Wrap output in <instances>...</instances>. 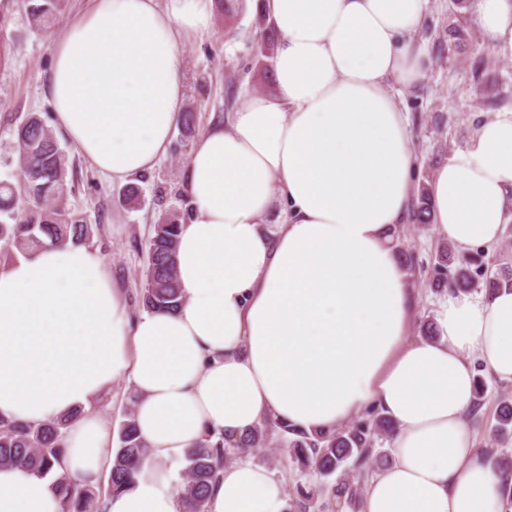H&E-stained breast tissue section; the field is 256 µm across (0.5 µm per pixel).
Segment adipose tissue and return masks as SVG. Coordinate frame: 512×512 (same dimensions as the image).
Wrapping results in <instances>:
<instances>
[{"instance_id":"1","label":"adipose tissue","mask_w":512,"mask_h":512,"mask_svg":"<svg viewBox=\"0 0 512 512\" xmlns=\"http://www.w3.org/2000/svg\"><path fill=\"white\" fill-rule=\"evenodd\" d=\"M428 2L263 0L275 92L249 96L193 145L177 311L131 315L90 245L0 268V414L70 419L52 474L0 466V512H63L58 474L96 484L112 435L92 405L121 378L149 456L107 512H182L168 465L206 430L234 439L270 419L333 432L373 406L397 431L360 512H503L465 416L474 362L512 383V291L449 292L437 339L411 338L412 277L391 242L411 218L403 95L424 79ZM477 13L512 61V0H478ZM213 15L214 0H87L54 32V124L93 170L127 182L164 158L184 50ZM430 188L443 239L495 246L512 218V115L482 123ZM208 512H288L285 485L252 461L229 464Z\"/></svg>"}]
</instances>
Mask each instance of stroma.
Wrapping results in <instances>:
<instances>
[{
  "mask_svg": "<svg viewBox=\"0 0 512 512\" xmlns=\"http://www.w3.org/2000/svg\"><path fill=\"white\" fill-rule=\"evenodd\" d=\"M451 8V0H429L418 34L428 53L426 78L405 94L420 182L429 181L481 123L512 112V62L499 60L488 50L473 52L471 46L454 40L448 32ZM260 14L256 0H242L230 15L216 8L210 34L186 47L185 107L193 112L194 124L188 129L175 126L166 156L139 178V205L123 204V184L101 177L76 153L68 155L66 201L99 217L101 230L91 244L104 254L114 285L130 311L138 309L141 247L154 225L168 217L182 224L190 219L192 202L183 190V177L196 139L211 119L225 117L249 95L275 91L269 60L262 51L265 43L276 41L277 34L271 24H258ZM53 33V28L33 25L27 0H0V178L19 173L8 118L35 113L45 123L53 121L46 85ZM440 240L434 225L404 226L403 241L418 263L412 311L416 326L435 318L445 299L444 292L430 286ZM487 385L481 412L466 420L481 447L489 442L500 395H512V384L491 378Z\"/></svg>",
  "mask_w": 512,
  "mask_h": 512,
  "instance_id": "obj_1",
  "label": "stroma"
}]
</instances>
